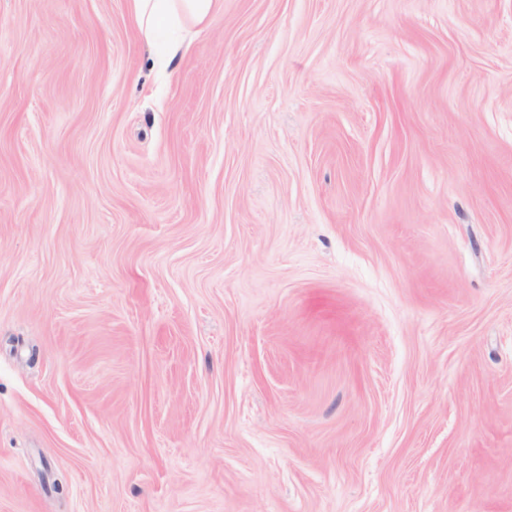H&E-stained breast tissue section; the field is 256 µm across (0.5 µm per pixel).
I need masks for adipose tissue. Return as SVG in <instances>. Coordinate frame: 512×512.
<instances>
[{"label": "adipose tissue", "mask_w": 512, "mask_h": 512, "mask_svg": "<svg viewBox=\"0 0 512 512\" xmlns=\"http://www.w3.org/2000/svg\"><path fill=\"white\" fill-rule=\"evenodd\" d=\"M222 0H126L127 14L139 34L153 40L168 32L163 48L165 61H172L192 28L204 26Z\"/></svg>", "instance_id": "ef3b65f1"}]
</instances>
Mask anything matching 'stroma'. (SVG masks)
Instances as JSON below:
<instances>
[{
	"mask_svg": "<svg viewBox=\"0 0 512 512\" xmlns=\"http://www.w3.org/2000/svg\"><path fill=\"white\" fill-rule=\"evenodd\" d=\"M0 512H512V0H0ZM222 0H126L127 14L139 34L151 41L162 31L170 38L163 58L171 62L183 47L192 28L203 27Z\"/></svg>",
	"mask_w": 512,
	"mask_h": 512,
	"instance_id": "35a3bbf8",
	"label": "stroma"
}]
</instances>
